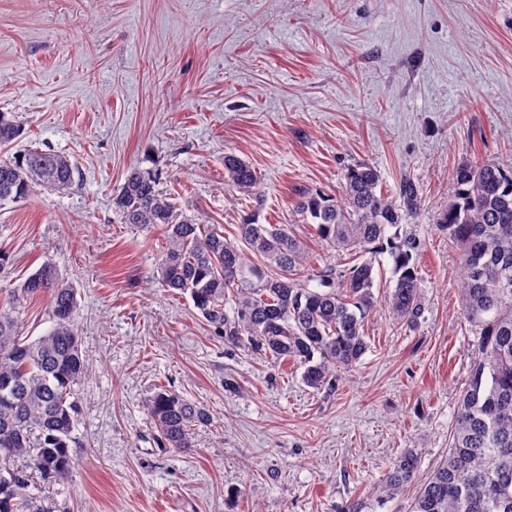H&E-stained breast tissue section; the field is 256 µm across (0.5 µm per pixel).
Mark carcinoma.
<instances>
[{
  "mask_svg": "<svg viewBox=\"0 0 512 512\" xmlns=\"http://www.w3.org/2000/svg\"><path fill=\"white\" fill-rule=\"evenodd\" d=\"M21 130L13 116L0 113L1 205L26 199L37 187L64 191L78 173L67 157L50 151L1 156ZM224 173L240 189L256 185L255 170L237 156H224ZM380 183L374 167L356 164L344 173L341 197L316 192L294 205L331 249L350 253L342 269L312 267L306 245L287 226L260 224L253 214L234 238L197 222L149 172L131 173L113 194L112 208L123 224L164 229L161 281L189 295L225 341L298 360L303 382L318 389L369 348L364 320L376 303V271L364 254L383 250L392 259L389 317L414 327L423 314L419 244L410 235H387L418 209L419 190L405 176L395 201ZM439 224L461 251L462 311L477 336L472 368L448 458L418 483V455L410 449L375 491L389 497L416 485L411 512H512V167L460 163ZM40 295L49 301L53 326L29 341L19 334L16 309ZM79 308L76 290L49 262L10 289L0 308V512H49L31 492L33 476L22 461H31L44 480L68 477L77 422L70 397L87 372L75 324ZM147 410L162 441L175 449L191 447L195 427L209 421L203 408L168 390L157 392Z\"/></svg>",
  "mask_w": 512,
  "mask_h": 512,
  "instance_id": "cac0c4a2",
  "label": "carcinoma"
}]
</instances>
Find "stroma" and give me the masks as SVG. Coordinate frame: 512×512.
<instances>
[{
    "label": "stroma",
    "mask_w": 512,
    "mask_h": 512,
    "mask_svg": "<svg viewBox=\"0 0 512 512\" xmlns=\"http://www.w3.org/2000/svg\"><path fill=\"white\" fill-rule=\"evenodd\" d=\"M0 112L10 153L53 150L78 168L64 192L0 207V284L51 262L78 292L88 376L65 485L51 512H410L407 487L367 490L404 450L427 477L448 455L475 336L461 311L460 251L437 219L463 160L512 165V0H0ZM257 173L227 182L225 155ZM366 163L396 195L416 182L424 311L416 327L374 308L370 347L335 384L230 344L191 298L163 288L161 229L120 223L128 174L233 236L257 214L344 265L294 212L342 192ZM165 388L204 408L193 445L164 447L146 404Z\"/></svg>",
    "instance_id": "1"
}]
</instances>
